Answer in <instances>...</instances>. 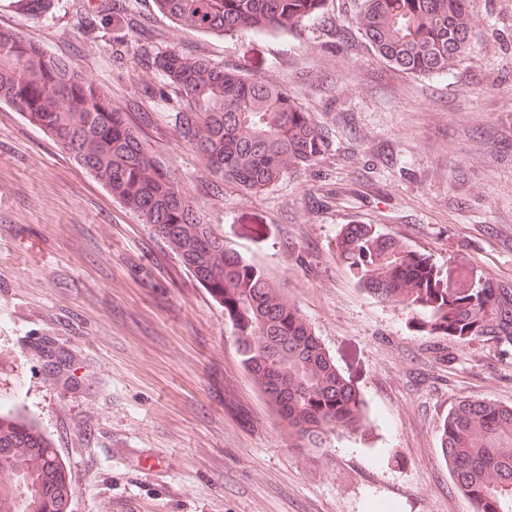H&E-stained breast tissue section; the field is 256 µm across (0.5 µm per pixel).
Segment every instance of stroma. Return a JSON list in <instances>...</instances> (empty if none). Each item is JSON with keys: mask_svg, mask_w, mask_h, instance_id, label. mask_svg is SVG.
I'll list each match as a JSON object with an SVG mask.
<instances>
[{"mask_svg": "<svg viewBox=\"0 0 512 512\" xmlns=\"http://www.w3.org/2000/svg\"><path fill=\"white\" fill-rule=\"evenodd\" d=\"M61 0L13 29L126 112L202 223L297 304L365 402V435L297 448L242 368L224 306L169 244L13 107L0 104V409L65 462L70 512H472L440 453L463 399L512 406V350L418 331L362 292L336 255L344 225L398 235L452 288L512 285V0H473L471 49L405 74L325 0L287 32L192 33L154 0ZM138 22L127 29L124 18ZM177 49L287 87L325 153L254 194L219 182L172 130L179 93L140 62Z\"/></svg>", "mask_w": 512, "mask_h": 512, "instance_id": "obj_1", "label": "stroma"}]
</instances>
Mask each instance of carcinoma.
I'll return each mask as SVG.
<instances>
[{
  "mask_svg": "<svg viewBox=\"0 0 512 512\" xmlns=\"http://www.w3.org/2000/svg\"><path fill=\"white\" fill-rule=\"evenodd\" d=\"M31 16L54 0H17ZM324 0H155L193 32L290 31ZM472 0H362L334 21L351 28L393 67L416 76L452 71L468 52ZM152 66L183 105L171 113L177 135L223 182L260 193L326 150L323 131L288 89L179 50ZM0 102L50 136L126 208L166 240L180 263L224 303L241 364L299 448L364 431L361 394L336 366L299 307L259 266L224 245L210 224L139 141L126 114L68 61L20 33L0 29ZM336 251L377 302L420 316L431 336L484 339L512 347V288L487 281L452 291L429 256L370 224H348ZM440 452L455 488L475 512H512V406L460 400L440 427ZM70 482L43 432L0 412V512H66Z\"/></svg>",
  "mask_w": 512,
  "mask_h": 512,
  "instance_id": "1",
  "label": "carcinoma"
}]
</instances>
